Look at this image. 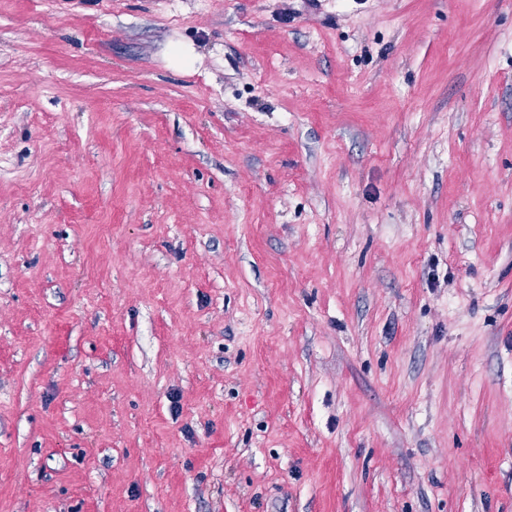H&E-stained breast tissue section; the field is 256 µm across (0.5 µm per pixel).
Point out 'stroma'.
<instances>
[{
  "instance_id": "35a3bbf8",
  "label": "stroma",
  "mask_w": 512,
  "mask_h": 512,
  "mask_svg": "<svg viewBox=\"0 0 512 512\" xmlns=\"http://www.w3.org/2000/svg\"><path fill=\"white\" fill-rule=\"evenodd\" d=\"M0 512H512V0H0Z\"/></svg>"
}]
</instances>
